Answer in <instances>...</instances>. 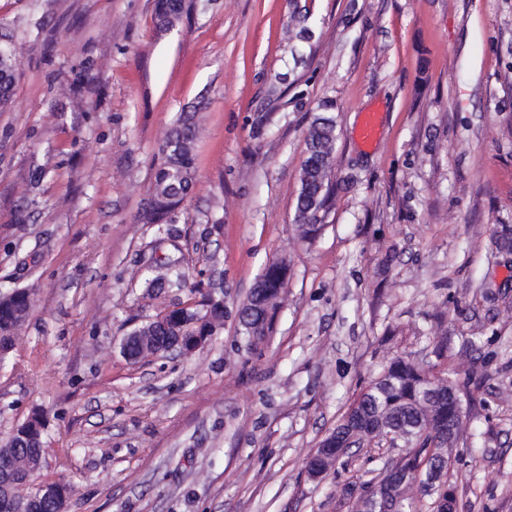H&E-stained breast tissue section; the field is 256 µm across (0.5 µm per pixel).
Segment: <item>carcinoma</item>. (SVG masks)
Wrapping results in <instances>:
<instances>
[{
  "label": "carcinoma",
  "mask_w": 512,
  "mask_h": 512,
  "mask_svg": "<svg viewBox=\"0 0 512 512\" xmlns=\"http://www.w3.org/2000/svg\"><path fill=\"white\" fill-rule=\"evenodd\" d=\"M183 0H159L156 11L157 24L168 26L179 18L183 11ZM16 74L12 55L0 48V105L6 107L13 101ZM197 126L195 115H179L167 133L163 148V161L154 173L151 194L153 206L143 210L141 221L157 227V232L167 231L172 214L184 201L195 183V146ZM336 145V121L331 117L319 116L310 125L307 137V158L303 163L300 189L296 200V222L303 236L317 230L321 213L324 211L330 187L326 171L330 167ZM282 270H267L264 273L263 300L268 308H260L241 323L243 335L254 333L265 335L276 311ZM168 284L182 288L186 284L185 274L174 263L167 265V274L148 280V287L160 288ZM30 309L28 295L21 292L15 298L0 303V329L6 330L27 317ZM212 314L209 325L218 329L224 325V305L209 295L202 298L199 306L187 309L183 315L172 311L165 318L169 330L179 332L196 329V322ZM452 386L448 379L431 374L401 358L394 360L370 387L360 394L351 406L347 416L359 420L363 425L339 424L344 434L358 433L367 439L375 432L374 426L417 425L426 431L422 439L413 440V449L401 457L403 469L415 472L430 457L440 450L441 439L451 428L460 430L461 424L454 423L448 414V391ZM12 454L17 470L23 477H33L41 468L42 449L5 448Z\"/></svg>",
  "instance_id": "carcinoma-1"
}]
</instances>
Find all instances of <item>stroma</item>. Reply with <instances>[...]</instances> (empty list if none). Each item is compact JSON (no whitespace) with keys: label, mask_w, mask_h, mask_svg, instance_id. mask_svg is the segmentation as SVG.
Masks as SVG:
<instances>
[{"label":"stroma","mask_w":512,"mask_h":512,"mask_svg":"<svg viewBox=\"0 0 512 512\" xmlns=\"http://www.w3.org/2000/svg\"><path fill=\"white\" fill-rule=\"evenodd\" d=\"M0 0V291L31 312L0 363V446L43 412L36 484L66 512H353L401 455L383 437L319 480L306 462L401 356L449 377L457 512H512V0ZM307 14L313 38L288 52ZM279 82L283 97L269 86ZM196 182L139 221L176 116ZM379 115L363 144L366 113ZM337 122L319 229L295 221L307 130ZM183 288H148L156 259ZM288 284L263 341L239 310ZM224 326L178 357L124 335L203 294ZM16 74L12 55L0 48V104L1 108L10 105L15 92ZM157 320H151L142 326H139L144 329V336L135 335L138 333V329L129 332L122 340V345L124 348L122 350L123 356L129 360H137L141 356L145 355L148 351H151L152 354L154 351H157L160 347V338L159 336H155V330L153 326L156 324Z\"/></svg>","instance_id":"stroma-1"}]
</instances>
